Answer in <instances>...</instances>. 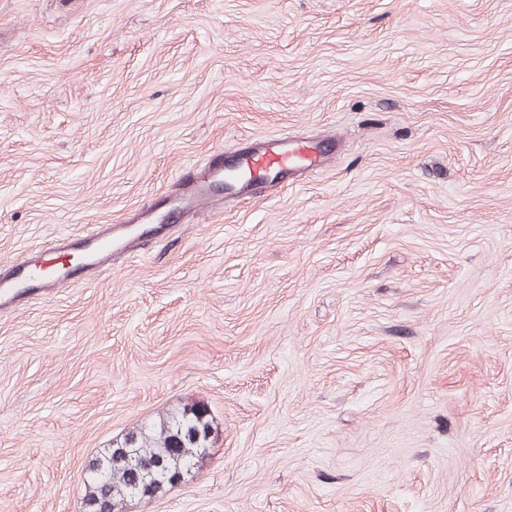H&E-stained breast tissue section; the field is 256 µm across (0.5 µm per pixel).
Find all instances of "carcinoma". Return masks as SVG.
Instances as JSON below:
<instances>
[{
	"instance_id": "1",
	"label": "carcinoma",
	"mask_w": 512,
	"mask_h": 512,
	"mask_svg": "<svg viewBox=\"0 0 512 512\" xmlns=\"http://www.w3.org/2000/svg\"><path fill=\"white\" fill-rule=\"evenodd\" d=\"M214 421L207 406L187 402L158 421L129 430L89 462L84 481L85 512H105L106 506L131 497L132 458L146 464L140 488L155 498L171 488L174 476L199 463L200 449L211 447L208 431Z\"/></svg>"
}]
</instances>
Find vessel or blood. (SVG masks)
I'll use <instances>...</instances> for the list:
<instances>
[{
    "instance_id": "1",
    "label": "vessel or blood",
    "mask_w": 512,
    "mask_h": 512,
    "mask_svg": "<svg viewBox=\"0 0 512 512\" xmlns=\"http://www.w3.org/2000/svg\"><path fill=\"white\" fill-rule=\"evenodd\" d=\"M328 153L324 139L281 134L215 154L204 171H186L183 187L166 195L161 207L144 208L138 223L102 224L77 238L62 235L51 247L31 252L19 263L0 266V311L48 289L65 287L113 255L133 250L146 225L161 220L163 214L191 212L219 192L228 200L256 195L259 181L268 174L280 183H292L294 176L317 169Z\"/></svg>"
}]
</instances>
